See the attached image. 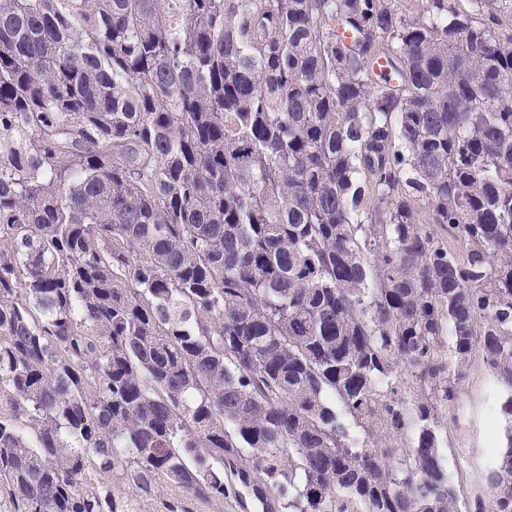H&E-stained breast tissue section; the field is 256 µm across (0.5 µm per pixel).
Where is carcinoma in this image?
I'll list each match as a JSON object with an SVG mask.
<instances>
[{"label":"carcinoma","mask_w":512,"mask_h":512,"mask_svg":"<svg viewBox=\"0 0 512 512\" xmlns=\"http://www.w3.org/2000/svg\"><path fill=\"white\" fill-rule=\"evenodd\" d=\"M457 2L0 0L8 512H512V34ZM501 397V390L488 374L481 359L469 364L462 382V398L469 409L468 424L461 431L451 422V414L443 417L448 426L444 454L448 472L452 477L462 478L465 496H470L482 483L489 461L496 452V444L490 435L489 409ZM464 445L467 454L463 455ZM466 468L467 473H461ZM182 496L183 492L178 487L162 484V486L156 488L155 493L151 496L138 498L134 506H139L141 512H166L163 503L180 499Z\"/></svg>","instance_id":"obj_1"}]
</instances>
